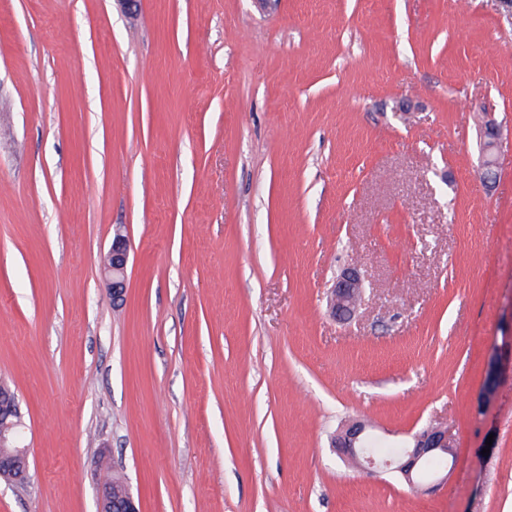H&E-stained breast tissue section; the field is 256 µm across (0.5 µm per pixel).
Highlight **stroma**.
Instances as JSON below:
<instances>
[{
    "label": "stroma",
    "mask_w": 512,
    "mask_h": 512,
    "mask_svg": "<svg viewBox=\"0 0 512 512\" xmlns=\"http://www.w3.org/2000/svg\"><path fill=\"white\" fill-rule=\"evenodd\" d=\"M511 337L503 0H0V512H512ZM352 418L447 425V482L350 467ZM489 134V137H486ZM500 129L495 123H490L485 129L484 134L480 135L482 140V150L484 155L483 167L485 170L484 178L490 180L495 167V150L500 141ZM128 250L129 247L125 237L117 234L112 240L108 260L104 266V274L109 280L113 300L120 299L126 286ZM362 288L363 282L356 270L345 269L336 276L330 297V308L336 319L346 321L355 315ZM508 370L512 373V337L510 345L504 349L502 347L498 349L489 362L482 402H488L494 396L498 382ZM27 453L28 448L18 443L13 448H4L0 435V478L15 483H24L27 480ZM106 483H112V489L109 486H102L98 499L99 512H140L128 486H126L123 495L112 496V491L115 496L118 495V491H121L123 483L121 479L113 477L112 480Z\"/></svg>",
    "instance_id": "1"
}]
</instances>
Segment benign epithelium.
<instances>
[{
	"label": "benign epithelium",
	"instance_id": "obj_1",
	"mask_svg": "<svg viewBox=\"0 0 512 512\" xmlns=\"http://www.w3.org/2000/svg\"><path fill=\"white\" fill-rule=\"evenodd\" d=\"M484 155V178L489 180L495 167V150L500 141V129L490 123L485 133L480 135ZM128 244L121 234L116 235L108 253V260L104 266V274L109 280L112 289V298L122 296L126 286V271L128 264ZM363 282L360 274L353 269H345L336 276L331 290L330 308L333 316L340 321L351 319L359 306L362 295ZM512 371V344L506 348L498 349L492 356L487 370L485 385L482 392V402L489 401L495 394L498 382L507 371ZM0 400L9 405L8 417L14 421L7 422L1 418L0 423L10 427L21 425L17 410L15 395L9 387L0 384ZM366 424L360 419H351L342 425L333 441V447L341 453L360 455L368 462L370 470H390L400 475L403 481L411 488L421 484L419 473L423 463L431 458L453 455L454 443L448 434V428L442 425H431L415 434L404 455L392 461L379 462L369 456L365 448L364 433ZM27 453L28 448L16 443L12 448L0 446V478L9 482L23 483L27 480ZM98 512H140L130 489H125L123 495L112 496L109 486L101 488L98 499Z\"/></svg>",
	"mask_w": 512,
	"mask_h": 512
}]
</instances>
